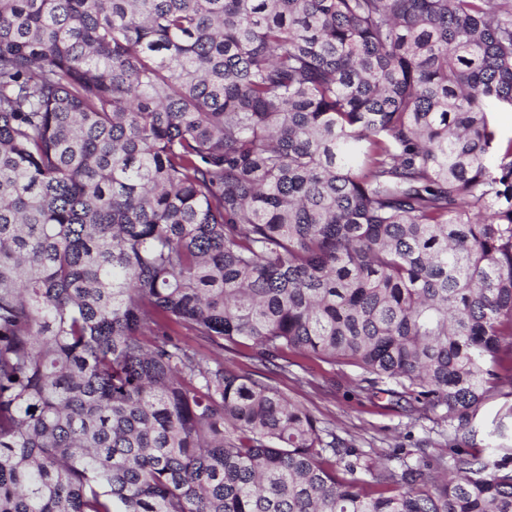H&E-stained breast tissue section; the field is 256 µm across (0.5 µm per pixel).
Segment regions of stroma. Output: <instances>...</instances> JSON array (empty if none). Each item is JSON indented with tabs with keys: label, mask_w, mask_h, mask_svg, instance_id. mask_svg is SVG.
I'll return each instance as SVG.
<instances>
[{
	"label": "stroma",
	"mask_w": 512,
	"mask_h": 512,
	"mask_svg": "<svg viewBox=\"0 0 512 512\" xmlns=\"http://www.w3.org/2000/svg\"><path fill=\"white\" fill-rule=\"evenodd\" d=\"M359 379L354 367L295 354L288 357L287 371L267 374L269 384L310 410L322 428L373 457L403 452L413 461L423 455L451 460L447 423L435 418L411 419L388 396L367 397L358 387Z\"/></svg>",
	"instance_id": "stroma-1"
}]
</instances>
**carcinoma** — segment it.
Instances as JSON below:
<instances>
[{
	"instance_id": "carcinoma-1",
	"label": "carcinoma",
	"mask_w": 512,
	"mask_h": 512,
	"mask_svg": "<svg viewBox=\"0 0 512 512\" xmlns=\"http://www.w3.org/2000/svg\"><path fill=\"white\" fill-rule=\"evenodd\" d=\"M506 106L512 0H0V512H512L503 422L398 470L224 367L352 365L473 442ZM250 353L249 349L242 346L224 349V366L238 373L252 372L254 365Z\"/></svg>"
}]
</instances>
